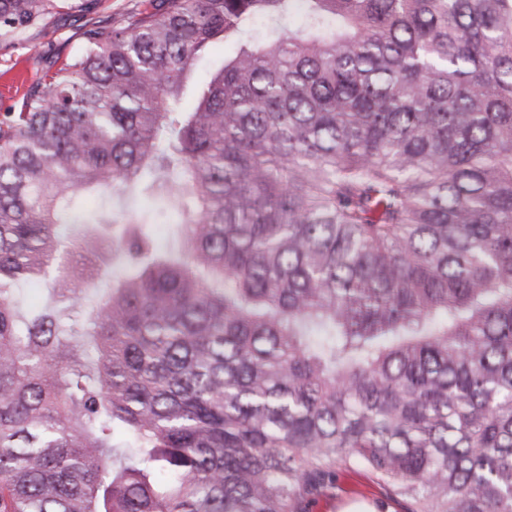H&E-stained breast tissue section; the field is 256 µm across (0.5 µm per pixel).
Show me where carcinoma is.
<instances>
[{
	"label": "carcinoma",
	"mask_w": 512,
	"mask_h": 512,
	"mask_svg": "<svg viewBox=\"0 0 512 512\" xmlns=\"http://www.w3.org/2000/svg\"><path fill=\"white\" fill-rule=\"evenodd\" d=\"M56 7L0 0V40ZM147 176L175 255L162 206L76 212ZM104 245L107 287L68 278ZM357 467L403 512H512V0L89 29L0 120V512H307ZM228 52L224 42L216 41L197 63L183 96L182 105L185 109H191L195 104L194 87L209 80L211 74L222 65L224 54ZM97 256L85 251L76 252L69 258L71 274L82 279L95 278L104 270L118 271L122 267V258L116 254L112 256V250L105 248L97 252Z\"/></svg>",
	"instance_id": "obj_1"
}]
</instances>
